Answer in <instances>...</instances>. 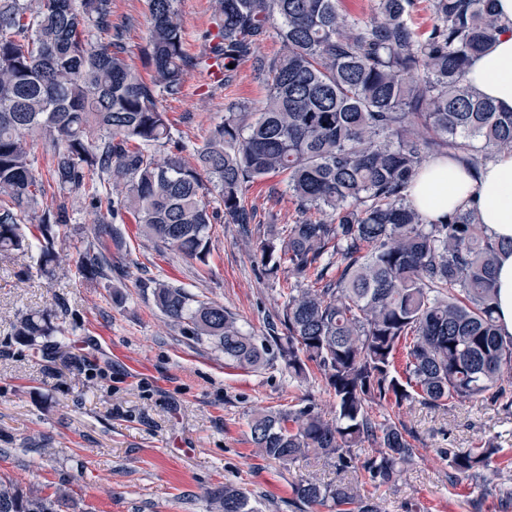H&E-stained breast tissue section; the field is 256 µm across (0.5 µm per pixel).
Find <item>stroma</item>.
Wrapping results in <instances>:
<instances>
[{"mask_svg":"<svg viewBox=\"0 0 512 512\" xmlns=\"http://www.w3.org/2000/svg\"><path fill=\"white\" fill-rule=\"evenodd\" d=\"M186 50L205 51L213 27L212 0H178ZM112 23L123 29L127 59L142 75L151 18L148 0H112ZM268 94L265 76L242 61L228 82L202 68L187 72L183 96L165 99L182 158L193 162L211 129L229 109L257 112ZM286 175L253 184L247 194L257 223L291 224L298 217ZM74 221L55 249L59 267L40 272L39 250L0 256V477L45 495H63L64 512H211L207 491L229 482L258 512H292L291 485L302 477L356 482L312 455L291 465L260 456L248 422L261 410L314 400L329 410L323 382L299 383L279 356L253 371L225 364L223 353L171 324L155 306V281L183 286L196 300L217 302L242 330L268 337L282 299L276 281L261 274L235 224L209 229L207 262L154 246L137 224H121V252L97 277L78 271L86 250L108 251L92 231L94 214L76 199ZM50 312L67 341L56 358L18 344L14 325L26 314ZM144 364L131 372L128 361ZM398 412L419 450L397 487L379 491L382 512H512V411L481 399L431 409L420 403L373 405L376 418ZM498 452L484 478L452 484L441 449Z\"/></svg>","mask_w":512,"mask_h":512,"instance_id":"1","label":"stroma"}]
</instances>
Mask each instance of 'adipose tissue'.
Segmentation results:
<instances>
[{
    "label": "adipose tissue",
    "instance_id": "ef3b65f1",
    "mask_svg": "<svg viewBox=\"0 0 512 512\" xmlns=\"http://www.w3.org/2000/svg\"><path fill=\"white\" fill-rule=\"evenodd\" d=\"M506 33L474 57L467 83L512 111V0H495ZM414 206L437 219L458 208L476 207L483 230L499 241L512 240V152L496 154L479 171L444 157L424 165L412 189ZM497 323L502 336L512 337V252H501L496 267Z\"/></svg>",
    "mask_w": 512,
    "mask_h": 512
}]
</instances>
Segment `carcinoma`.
I'll list each match as a JSON object with an SVG mask.
<instances>
[{
  "label": "carcinoma",
  "instance_id": "cac0c4a2",
  "mask_svg": "<svg viewBox=\"0 0 512 512\" xmlns=\"http://www.w3.org/2000/svg\"><path fill=\"white\" fill-rule=\"evenodd\" d=\"M337 0H214L206 52L186 53L177 0H149L144 80L112 29V0H0V254L24 253L35 239L39 266L52 273L55 243L72 223L69 198L91 195L96 238L132 216L146 239L206 262L209 226L252 223L251 184L288 173L300 217L271 227L256 245L267 277L284 274L279 325L270 339L288 375L319 373L334 411L312 401L256 412L252 445L265 459L293 464L311 453L339 472L361 470L374 490L390 489L417 455L403 421L377 420L372 404L417 401L444 408L482 398L512 409V338L496 322L498 255L512 251L482 231L473 207L438 220L417 212L411 189L424 162L452 155L478 169L512 152V112H502L465 81L471 59L505 31L494 0H430L433 23L412 24L414 0H373L370 16L350 19ZM283 53L256 54L271 21ZM105 41H93L94 34ZM253 60L268 94L253 122L229 112L194 162H184L163 100L182 95L186 72L220 77ZM42 141L53 160L59 201L31 157ZM101 252L78 266L96 275ZM157 308L188 326L224 361L258 369L268 348L215 302L157 283ZM59 332L45 312L22 317L15 340L32 345ZM411 339L397 374L399 342ZM371 453L361 458L363 442ZM498 448H444L450 482L478 479ZM297 512H380L358 483L300 479ZM217 512H255L230 483L210 491ZM62 501L0 479V512H61Z\"/></svg>",
  "mask_w": 512,
  "mask_h": 512
}]
</instances>
